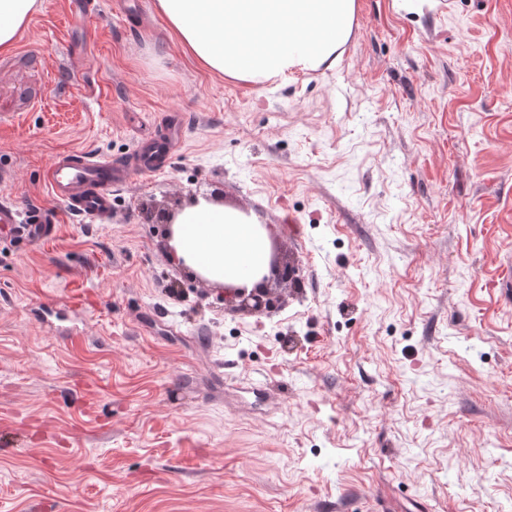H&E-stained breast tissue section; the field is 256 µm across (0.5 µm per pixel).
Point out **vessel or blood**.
Returning a JSON list of instances; mask_svg holds the SVG:
<instances>
[{"label": "vessel or blood", "instance_id": "1", "mask_svg": "<svg viewBox=\"0 0 512 512\" xmlns=\"http://www.w3.org/2000/svg\"><path fill=\"white\" fill-rule=\"evenodd\" d=\"M178 132L167 138L139 142L127 158H97L83 151L63 152L47 167L45 185L68 212L106 217L112 213V191L134 174L157 170L159 159L169 157ZM0 224L11 227L28 240L46 241L55 235V217L40 208L19 210L9 202L0 203Z\"/></svg>", "mask_w": 512, "mask_h": 512}]
</instances>
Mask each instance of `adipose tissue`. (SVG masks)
<instances>
[{
	"instance_id": "ef3b65f1",
	"label": "adipose tissue",
	"mask_w": 512,
	"mask_h": 512,
	"mask_svg": "<svg viewBox=\"0 0 512 512\" xmlns=\"http://www.w3.org/2000/svg\"><path fill=\"white\" fill-rule=\"evenodd\" d=\"M179 43L207 71L238 81L277 83L334 68L348 40L355 0H156ZM39 0H0V52L12 49ZM178 260L217 285L253 288L270 263L257 217L210 200L187 203L174 219Z\"/></svg>"
}]
</instances>
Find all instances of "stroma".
Listing matches in <instances>:
<instances>
[{
    "instance_id": "obj_1",
    "label": "stroma",
    "mask_w": 512,
    "mask_h": 512,
    "mask_svg": "<svg viewBox=\"0 0 512 512\" xmlns=\"http://www.w3.org/2000/svg\"><path fill=\"white\" fill-rule=\"evenodd\" d=\"M64 2L0 53V200L60 216L0 228V512H512V0H356L336 67L273 85L200 69L154 0ZM172 121L111 221L50 195L55 155ZM210 195L296 267L274 311L145 219ZM54 223L55 216L38 207L22 212L12 203H0V224L10 226L30 241L52 239L56 231Z\"/></svg>"
}]
</instances>
